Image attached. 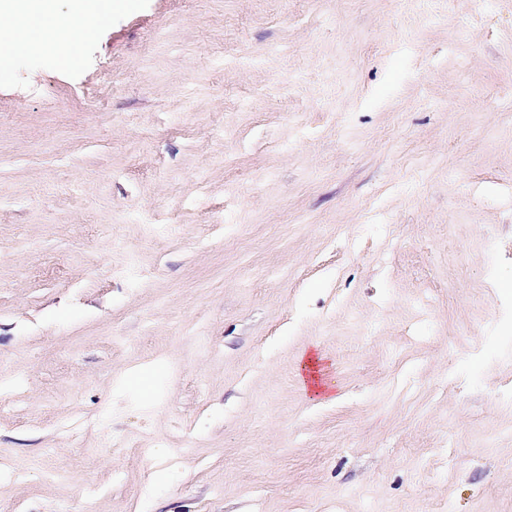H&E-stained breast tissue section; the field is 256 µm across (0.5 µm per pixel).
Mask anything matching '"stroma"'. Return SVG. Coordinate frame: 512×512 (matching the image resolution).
<instances>
[{
	"label": "stroma",
	"instance_id": "35a3bbf8",
	"mask_svg": "<svg viewBox=\"0 0 512 512\" xmlns=\"http://www.w3.org/2000/svg\"><path fill=\"white\" fill-rule=\"evenodd\" d=\"M511 277L512 0H134L0 72V512H512ZM298 375L313 400L325 402L332 398L334 382L330 376V365L315 346L302 353Z\"/></svg>",
	"mask_w": 512,
	"mask_h": 512
}]
</instances>
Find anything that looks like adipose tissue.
Wrapping results in <instances>:
<instances>
[{
	"instance_id": "adipose-tissue-1",
	"label": "adipose tissue",
	"mask_w": 512,
	"mask_h": 512,
	"mask_svg": "<svg viewBox=\"0 0 512 512\" xmlns=\"http://www.w3.org/2000/svg\"><path fill=\"white\" fill-rule=\"evenodd\" d=\"M130 0H71L61 7L58 0H0V42L8 45L0 52V66L30 52L79 46L91 39L97 23L114 11L125 9ZM298 375L313 400L331 399L334 382L325 356L307 348L299 361Z\"/></svg>"
}]
</instances>
